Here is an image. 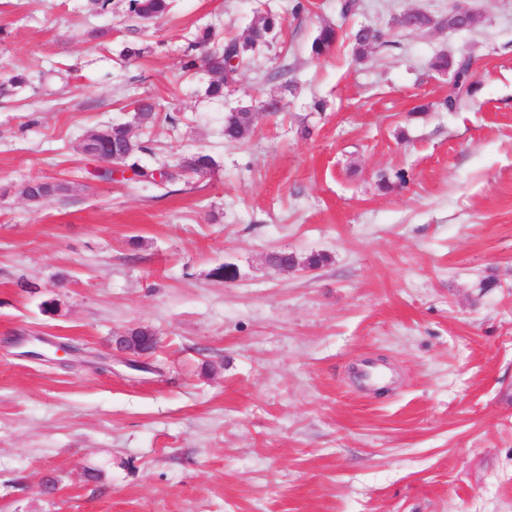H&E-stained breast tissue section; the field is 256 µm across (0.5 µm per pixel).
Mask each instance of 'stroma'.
Here are the masks:
<instances>
[{
	"mask_svg": "<svg viewBox=\"0 0 512 512\" xmlns=\"http://www.w3.org/2000/svg\"><path fill=\"white\" fill-rule=\"evenodd\" d=\"M309 2L172 0L126 61L121 13L0 0V82L28 79L0 97V512H512V0ZM458 6L472 27L395 24ZM268 12L277 40L206 97L191 33ZM361 26L387 42L360 58ZM440 55L472 61L454 112ZM123 123L140 166L215 165L172 193L91 178L84 139ZM34 175L67 190L30 202Z\"/></svg>",
	"mask_w": 512,
	"mask_h": 512,
	"instance_id": "1",
	"label": "stroma"
}]
</instances>
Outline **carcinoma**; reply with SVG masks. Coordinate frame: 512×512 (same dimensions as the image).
<instances>
[{"label":"carcinoma","mask_w":512,"mask_h":512,"mask_svg":"<svg viewBox=\"0 0 512 512\" xmlns=\"http://www.w3.org/2000/svg\"><path fill=\"white\" fill-rule=\"evenodd\" d=\"M101 13L110 8H120L128 20L127 32L134 35L143 31L145 24L157 20L169 11L170 0H92ZM281 21L278 16L267 13L247 31L243 37H233L223 41L216 40L214 34L205 29L193 34L188 49L199 51V55L190 59L185 68L200 67L206 71L210 80L206 94L214 98L224 97V89L234 83L241 71L248 68L257 53L271 44ZM385 34L378 28L361 27L352 33L357 56L362 57L366 51L375 45L385 43ZM337 40V30L332 26H324L311 44V53L315 56L326 54ZM435 70H452L454 90L442 102L450 112L459 109L466 98L473 95L475 83L471 80L472 64L468 57L451 60L441 55L433 63ZM136 123L144 128H150L160 120V112L156 104L149 98L137 101L135 107ZM252 123L246 117L228 115L224 120V139L240 141L249 132ZM90 137L99 142L104 156L113 154L122 158L121 164L130 165L135 180L138 182L156 183L158 181L175 186L188 184L194 178L207 174L214 165L212 157L202 151L190 153L179 158L173 164L157 171L142 167L137 163H129L137 153L148 150V147L138 143L130 135L126 125H113L106 133L95 131ZM50 186L42 178L26 181L21 188V194L29 199L44 197Z\"/></svg>","instance_id":"cac0c4a2"}]
</instances>
